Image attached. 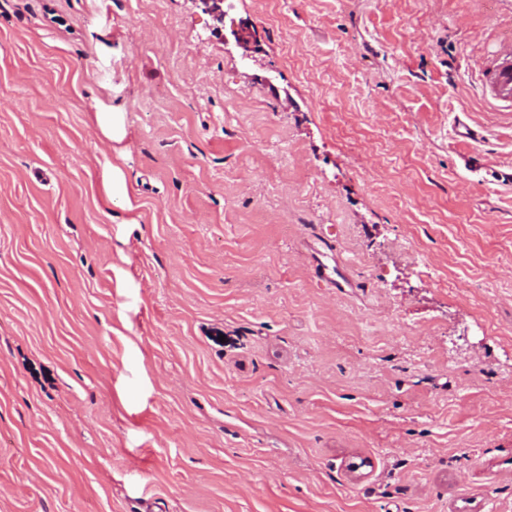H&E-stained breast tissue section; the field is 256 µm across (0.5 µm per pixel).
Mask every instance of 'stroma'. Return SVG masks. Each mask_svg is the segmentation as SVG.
Returning a JSON list of instances; mask_svg holds the SVG:
<instances>
[{
  "label": "stroma",
  "mask_w": 512,
  "mask_h": 512,
  "mask_svg": "<svg viewBox=\"0 0 512 512\" xmlns=\"http://www.w3.org/2000/svg\"><path fill=\"white\" fill-rule=\"evenodd\" d=\"M223 10L0 0V512H512V0ZM486 85L491 97L503 104L512 106V41L503 43L497 58L486 75Z\"/></svg>",
  "instance_id": "obj_1"
}]
</instances>
